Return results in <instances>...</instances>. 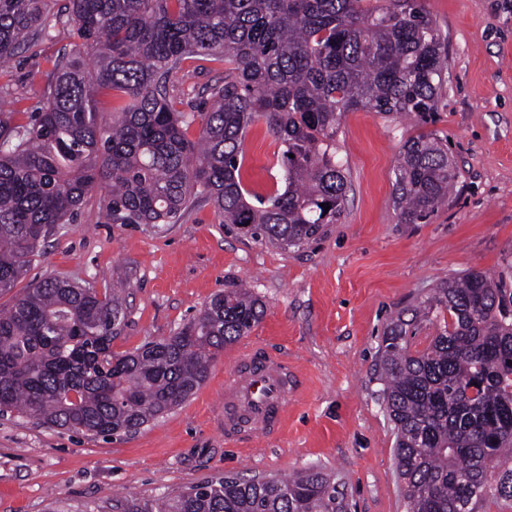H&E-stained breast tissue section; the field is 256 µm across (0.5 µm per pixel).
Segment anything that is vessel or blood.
<instances>
[{"instance_id": "1", "label": "vessel or blood", "mask_w": 512, "mask_h": 512, "mask_svg": "<svg viewBox=\"0 0 512 512\" xmlns=\"http://www.w3.org/2000/svg\"><path fill=\"white\" fill-rule=\"evenodd\" d=\"M302 382L287 358L257 344L240 347L224 376V434L253 440L280 433Z\"/></svg>"}]
</instances>
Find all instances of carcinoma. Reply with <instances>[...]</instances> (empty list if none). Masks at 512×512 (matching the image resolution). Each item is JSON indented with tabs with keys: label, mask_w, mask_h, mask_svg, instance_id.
I'll list each match as a JSON object with an SVG mask.
<instances>
[{
	"label": "carcinoma",
	"mask_w": 512,
	"mask_h": 512,
	"mask_svg": "<svg viewBox=\"0 0 512 512\" xmlns=\"http://www.w3.org/2000/svg\"><path fill=\"white\" fill-rule=\"evenodd\" d=\"M71 31L37 111L0 95V291L42 254L60 224L105 191L111 224H177L199 198L223 224L284 248L341 217L349 181L337 159L345 113L436 111L447 71L440 30L418 0H0V64L37 31ZM226 65L198 89L202 112L171 91L182 63ZM123 99L111 117L102 97ZM259 118L282 146L284 188L242 181L243 143ZM198 136L188 137L193 123ZM400 223L428 220L457 191L447 140L419 134L399 152ZM329 205L323 211L321 204ZM120 292L58 277L0 311V414L103 438L139 431L185 402L224 349L263 319L265 303L228 288L173 335L112 352L125 325ZM437 327L421 349L408 336ZM380 396L396 433L406 512L512 506V290L468 270L392 318L378 349ZM120 512H342L314 467L288 477H230Z\"/></svg>",
	"instance_id": "carcinoma-1"
}]
</instances>
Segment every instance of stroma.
I'll return each mask as SVG.
<instances>
[{
    "label": "stroma",
    "instance_id": "stroma-1",
    "mask_svg": "<svg viewBox=\"0 0 512 512\" xmlns=\"http://www.w3.org/2000/svg\"><path fill=\"white\" fill-rule=\"evenodd\" d=\"M448 45L446 82L428 120L355 110L336 136L350 183L335 224L301 248L256 243L195 203L178 224H108L91 196L59 225L26 279L0 293L8 309L30 281L58 276L128 291L117 354L172 335L216 293L246 285L266 304L248 335L292 362L305 389L285 431L249 444L224 439V374L233 348L183 404L138 433L108 440L13 415L0 416V512H115V498L173 496L225 475L280 477L307 467L335 478L346 512H405L395 432L373 375L389 318L441 280L474 269L512 288V0H420ZM68 30L34 37L0 66V88L22 106L42 101ZM176 107H203L196 89L224 65L189 60ZM447 136L459 190L424 224L394 210L402 144ZM280 144L264 120L248 129L242 172L256 194L282 184Z\"/></svg>",
    "mask_w": 512,
    "mask_h": 512
}]
</instances>
